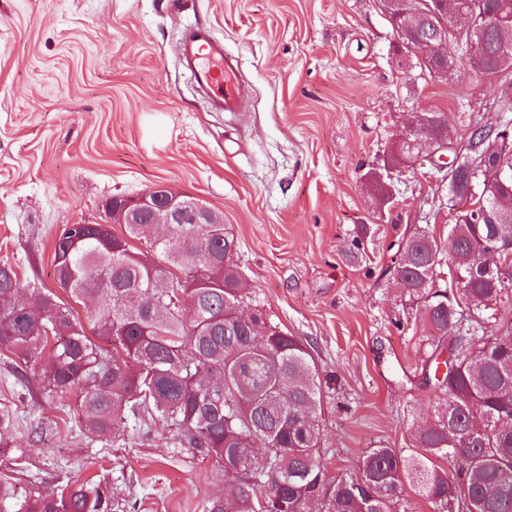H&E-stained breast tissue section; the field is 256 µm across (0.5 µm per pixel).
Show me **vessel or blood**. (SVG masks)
I'll list each match as a JSON object with an SVG mask.
<instances>
[{
    "label": "vessel or blood",
    "mask_w": 512,
    "mask_h": 512,
    "mask_svg": "<svg viewBox=\"0 0 512 512\" xmlns=\"http://www.w3.org/2000/svg\"><path fill=\"white\" fill-rule=\"evenodd\" d=\"M175 49L193 83L203 90L216 112H237L242 108L238 64L224 51V41L211 26L183 27Z\"/></svg>",
    "instance_id": "b4317fda"
}]
</instances>
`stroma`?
<instances>
[{
  "instance_id": "obj_1",
  "label": "stroma",
  "mask_w": 512,
  "mask_h": 512,
  "mask_svg": "<svg viewBox=\"0 0 512 512\" xmlns=\"http://www.w3.org/2000/svg\"><path fill=\"white\" fill-rule=\"evenodd\" d=\"M194 20L237 58L242 111H210L173 55ZM505 88L459 62L422 77L376 0H0V264L51 290L65 225L158 185L198 198L233 235L252 300L317 364L322 464L359 476L369 449L409 452L436 409L422 304L394 266L417 229L447 238L448 188L391 167L390 150L420 112L457 141L496 126ZM388 167L383 206L366 177ZM10 402L0 477L18 497L93 479L121 512H203L224 486L162 425L147 441L132 423L89 434L73 398L30 399L1 355Z\"/></svg>"
}]
</instances>
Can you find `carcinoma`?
I'll list each match as a JSON object with an SVG mask.
<instances>
[{
	"label": "carcinoma",
	"instance_id": "1",
	"mask_svg": "<svg viewBox=\"0 0 512 512\" xmlns=\"http://www.w3.org/2000/svg\"><path fill=\"white\" fill-rule=\"evenodd\" d=\"M457 2L466 12L502 7L512 15V0ZM411 13L406 2L392 18L408 27L420 54L434 25ZM456 39L470 70L490 81L508 77L512 25ZM125 229L126 238L103 224L63 228L53 264L67 302L43 288L23 293L13 266L0 265V353L22 363L20 387L31 389L34 376L47 400L74 395L82 426L99 438L133 421L149 439L161 422L224 472L223 494L204 512H310L312 503L318 512H409L400 499L406 484L437 512H512V318L501 320V335L481 336L478 322L457 326L436 290L446 258L463 275L458 294L469 311L501 301L512 265L484 269L477 258L495 235H512V224L466 212L448 227L451 249L425 229L402 244L398 276L423 302L430 333L423 375L437 414L416 431L410 454L370 449L359 478L330 477L321 464L313 357L246 295L224 225ZM87 297L95 309L84 321L71 303ZM437 459L461 466L450 477ZM8 501L7 512H112V495L94 480L24 499L0 480V505Z\"/></svg>",
	"mask_w": 512,
	"mask_h": 512
}]
</instances>
